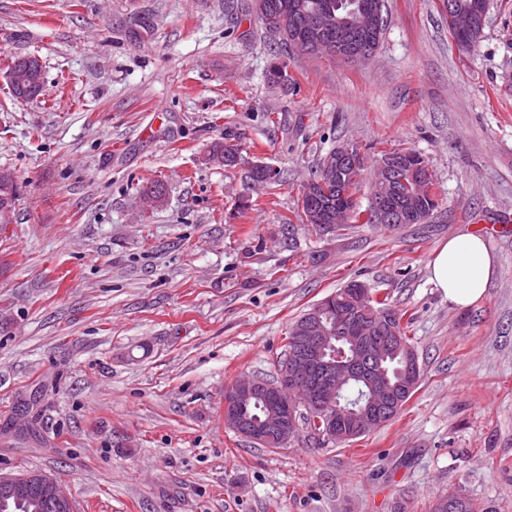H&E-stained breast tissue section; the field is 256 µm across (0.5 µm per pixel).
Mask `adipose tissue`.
Masks as SVG:
<instances>
[{
	"mask_svg": "<svg viewBox=\"0 0 512 512\" xmlns=\"http://www.w3.org/2000/svg\"><path fill=\"white\" fill-rule=\"evenodd\" d=\"M496 269L486 242L473 234L450 237L430 263L431 280L450 304L465 308L480 300Z\"/></svg>",
	"mask_w": 512,
	"mask_h": 512,
	"instance_id": "adipose-tissue-1",
	"label": "adipose tissue"
}]
</instances>
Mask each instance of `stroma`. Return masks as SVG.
Returning <instances> with one entry per match:
<instances>
[{
    "label": "stroma",
    "instance_id": "stroma-1",
    "mask_svg": "<svg viewBox=\"0 0 512 512\" xmlns=\"http://www.w3.org/2000/svg\"><path fill=\"white\" fill-rule=\"evenodd\" d=\"M249 2L232 24L224 0H0V171L19 186L0 225V470L54 472L76 512H431L448 494L512 512V0H490L468 53L439 0H384L370 60H294L285 88ZM27 55L34 100L3 76ZM229 130L282 181L249 191L243 165L208 163ZM350 142L422 153L437 211L389 230L364 187L352 229L285 239L311 166ZM151 177L166 195L144 210ZM466 233L498 267L460 309L429 264ZM352 282L410 321L421 379L396 418L327 447L225 426V386L276 377L291 324ZM11 63L12 65L7 66L6 69V73L11 71L7 75V79L11 82H23L29 77V72L24 69L20 68L12 71L17 66L28 67L32 77L39 76V82L37 84L16 85L8 83L12 96L23 99H36L39 97L43 91L42 66L39 60L34 56H28L11 60Z\"/></svg>",
    "mask_w": 512,
    "mask_h": 512
}]
</instances>
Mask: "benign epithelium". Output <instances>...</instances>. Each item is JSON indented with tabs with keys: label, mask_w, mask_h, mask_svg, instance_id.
<instances>
[{
	"label": "benign epithelium",
	"mask_w": 512,
	"mask_h": 512,
	"mask_svg": "<svg viewBox=\"0 0 512 512\" xmlns=\"http://www.w3.org/2000/svg\"><path fill=\"white\" fill-rule=\"evenodd\" d=\"M352 12L357 14L355 27L359 28L377 14L378 2L358 0ZM369 333L349 311L342 312L334 322L321 318L317 311L311 312L293 326L297 348L285 362L278 382L251 376L240 377L231 386L230 397L224 400V424L254 443H265L273 433L287 442L300 427L297 411L320 407L325 423L319 436L325 440H336L338 428L349 430L351 437L365 433L401 404L400 391L412 390L418 373L415 350L399 340L390 325L381 320L372 324ZM396 341L407 354L402 390L373 374L366 380L368 395L362 406L339 407L338 397L358 377L355 364L375 359ZM258 398L265 401L267 408L262 420L253 421L246 411ZM0 497L48 500L57 512H74L72 500L59 493L56 475L44 470L0 472Z\"/></svg>",
	"instance_id": "obj_1"
}]
</instances>
